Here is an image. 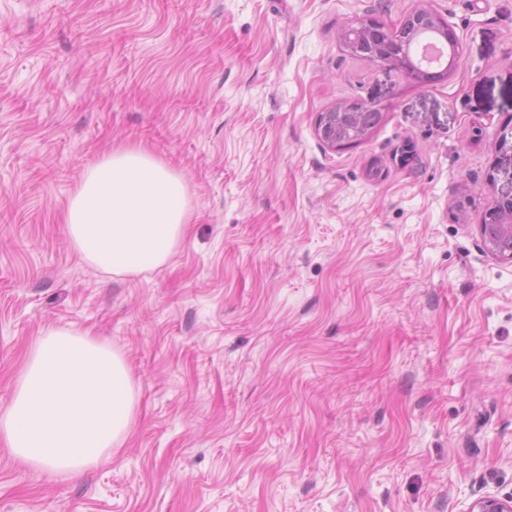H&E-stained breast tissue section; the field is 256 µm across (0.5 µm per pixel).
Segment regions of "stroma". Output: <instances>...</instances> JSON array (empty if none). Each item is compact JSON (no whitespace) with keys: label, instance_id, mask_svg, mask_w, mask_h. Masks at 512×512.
<instances>
[{"label":"stroma","instance_id":"35a3bbf8","mask_svg":"<svg viewBox=\"0 0 512 512\" xmlns=\"http://www.w3.org/2000/svg\"><path fill=\"white\" fill-rule=\"evenodd\" d=\"M444 78L345 52L418 3ZM382 119L336 150L319 112ZM142 146L192 218L136 276L62 220ZM512 183V0H0V411L40 330L119 352L112 459L34 480L0 439V512H466L512 494V264L479 226Z\"/></svg>","mask_w":512,"mask_h":512}]
</instances>
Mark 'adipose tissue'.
<instances>
[{
    "instance_id": "1",
    "label": "adipose tissue",
    "mask_w": 512,
    "mask_h": 512,
    "mask_svg": "<svg viewBox=\"0 0 512 512\" xmlns=\"http://www.w3.org/2000/svg\"><path fill=\"white\" fill-rule=\"evenodd\" d=\"M90 268L136 275L166 264L184 237L183 179L142 147H120L86 170L65 213ZM135 407L123 356L77 328H45L33 344L0 437L34 475L72 476L111 459Z\"/></svg>"
}]
</instances>
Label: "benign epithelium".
Wrapping results in <instances>:
<instances>
[{
  "label": "benign epithelium",
  "mask_w": 512,
  "mask_h": 512,
  "mask_svg": "<svg viewBox=\"0 0 512 512\" xmlns=\"http://www.w3.org/2000/svg\"><path fill=\"white\" fill-rule=\"evenodd\" d=\"M342 48L351 56L372 64L402 68L413 78L423 81L427 71L423 64L432 60L436 45L447 46L449 72L459 61V46L444 20L425 6H417L397 24L388 27L371 18L358 19L342 27L339 33ZM353 103L335 105L317 115L315 134L319 142L336 149L359 143L370 128L349 127L344 122L346 109ZM499 224L479 226L485 251L492 257L512 263V208L499 212ZM467 512H512V496H483L471 502Z\"/></svg>",
  "instance_id": "obj_1"
}]
</instances>
